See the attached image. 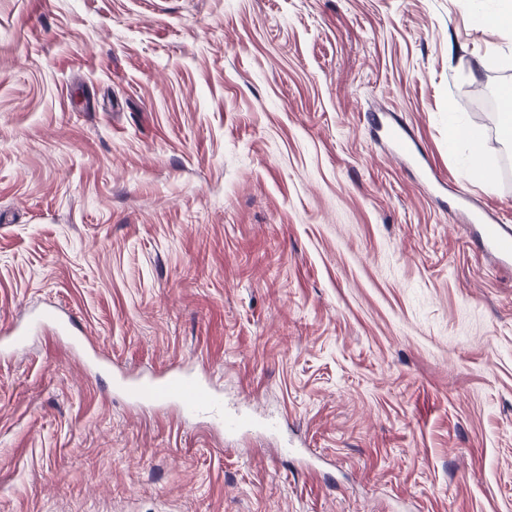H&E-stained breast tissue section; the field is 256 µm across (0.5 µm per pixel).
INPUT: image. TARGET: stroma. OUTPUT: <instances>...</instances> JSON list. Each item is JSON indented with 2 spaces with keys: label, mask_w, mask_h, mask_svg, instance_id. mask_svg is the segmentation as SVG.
I'll list each match as a JSON object with an SVG mask.
<instances>
[{
  "label": "stroma",
  "mask_w": 512,
  "mask_h": 512,
  "mask_svg": "<svg viewBox=\"0 0 512 512\" xmlns=\"http://www.w3.org/2000/svg\"><path fill=\"white\" fill-rule=\"evenodd\" d=\"M505 3L0 0V331L78 328L0 354V512H512V267L458 205L512 222ZM172 369L249 425L113 387Z\"/></svg>",
  "instance_id": "35a3bbf8"
}]
</instances>
